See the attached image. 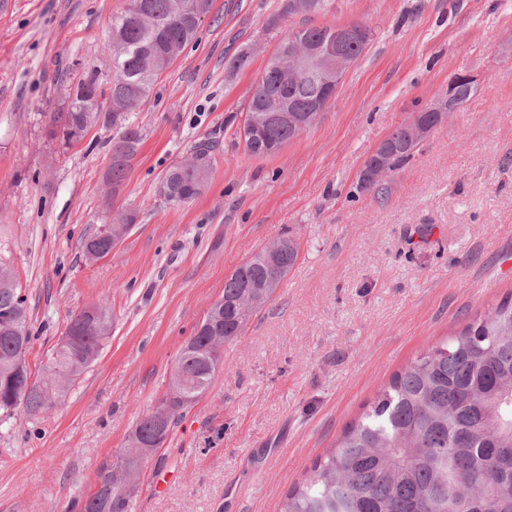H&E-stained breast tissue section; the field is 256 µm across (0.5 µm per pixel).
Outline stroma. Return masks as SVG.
<instances>
[{"mask_svg":"<svg viewBox=\"0 0 512 512\" xmlns=\"http://www.w3.org/2000/svg\"><path fill=\"white\" fill-rule=\"evenodd\" d=\"M214 0L130 115L141 140L112 183L118 127L68 146L49 115L97 69L126 0H0V254L27 297L45 364L71 312L112 309V336L52 414L0 423V512H68L115 462L224 282L280 235L299 256L206 394L146 461L132 512H279L288 489L420 353L512 294V0ZM360 22L374 37L328 107L277 154L233 134L287 30ZM250 47L249 64L228 63ZM470 99L379 192L357 189L378 145L449 79ZM209 143L207 186L168 205L165 172ZM137 220L104 258L86 239Z\"/></svg>","mask_w":512,"mask_h":512,"instance_id":"35a3bbf8","label":"stroma"}]
</instances>
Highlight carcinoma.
<instances>
[{"label": "carcinoma", "instance_id": "1", "mask_svg": "<svg viewBox=\"0 0 512 512\" xmlns=\"http://www.w3.org/2000/svg\"><path fill=\"white\" fill-rule=\"evenodd\" d=\"M327 0H286L284 11L311 15L326 9ZM202 15L212 0H128L112 16L108 40L112 81L103 87L94 68L68 96L78 102L99 93L109 100L111 124L121 129L112 144V182H120L140 141L128 114L148 95L164 72L190 43L198 28L188 6ZM333 26L301 27L277 42L261 80L255 84L245 116L258 112H313L330 96L314 76L288 78L285 46L317 50L333 37ZM372 36L356 39L345 49L349 63L363 54ZM98 122V111L65 107L48 120V136L60 129ZM293 138L286 122L265 126L247 153L269 157ZM365 162L361 174L383 166L391 172L408 162L418 145L408 125L397 127ZM209 153L196 150L190 163L172 166L162 179L167 197L178 204L198 196L209 172ZM279 264L261 251L224 282L222 316L196 329L183 346L168 390L158 405L167 410L159 426L156 411L137 421L119 460L102 464L93 491L72 504L76 512H132L145 457L139 439L164 444L175 422L209 389L223 361L224 344L240 338L257 307L245 298L282 279L299 255L297 241L279 237ZM113 238L96 233L84 243L90 260L107 256ZM27 297L9 264L0 257V413L21 411L40 416L52 411L70 386L99 356L112 333V311L104 303L71 314L59 342L40 373L31 374L26 355L34 336L29 329ZM279 512H512V296L461 331L417 356L395 373L361 416L347 426L336 445L319 456L310 474L289 488Z\"/></svg>", "mask_w": 512, "mask_h": 512}]
</instances>
